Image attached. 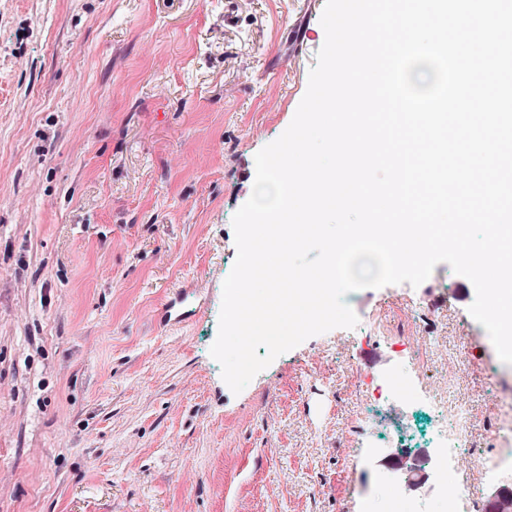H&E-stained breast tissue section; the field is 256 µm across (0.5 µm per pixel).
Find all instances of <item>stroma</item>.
Here are the masks:
<instances>
[{"label": "stroma", "instance_id": "stroma-1", "mask_svg": "<svg viewBox=\"0 0 512 512\" xmlns=\"http://www.w3.org/2000/svg\"><path fill=\"white\" fill-rule=\"evenodd\" d=\"M326 0H0V512H348L359 381L430 336L420 363L466 395L491 449L475 289L437 264L415 317L388 288L232 393L210 355L232 219L255 156L292 122ZM180 289L205 311L161 323ZM381 432L433 412L374 408Z\"/></svg>", "mask_w": 512, "mask_h": 512}]
</instances>
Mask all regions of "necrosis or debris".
I'll use <instances>...</instances> for the list:
<instances>
[{"label":"necrosis or debris","instance_id":"4bbe7bcc","mask_svg":"<svg viewBox=\"0 0 512 512\" xmlns=\"http://www.w3.org/2000/svg\"><path fill=\"white\" fill-rule=\"evenodd\" d=\"M371 396L376 401L393 396L440 408L445 405L440 388L426 383L416 367L388 373L373 386ZM487 405L499 417L494 437L500 467L496 483L504 486L512 481V397L496 391ZM472 438L470 406L461 398L450 414L441 418L424 474L399 476L393 466L383 467L368 486L356 492V512H417L418 491L423 486L429 488L440 512H483V501L473 484L481 480L484 464L470 451Z\"/></svg>","mask_w":512,"mask_h":512}]
</instances>
